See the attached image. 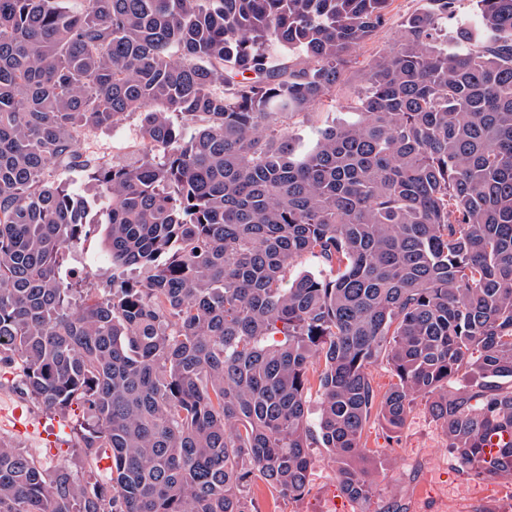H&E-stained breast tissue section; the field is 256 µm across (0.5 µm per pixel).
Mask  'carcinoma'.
I'll return each mask as SVG.
<instances>
[{
	"instance_id": "obj_1",
	"label": "carcinoma",
	"mask_w": 512,
	"mask_h": 512,
	"mask_svg": "<svg viewBox=\"0 0 512 512\" xmlns=\"http://www.w3.org/2000/svg\"><path fill=\"white\" fill-rule=\"evenodd\" d=\"M65 2L0 0V363L84 409L85 476L0 437V512H251L314 448L364 501L365 424L418 397L463 473L512 472V0H423L308 141L393 0ZM129 115L138 163L80 151ZM57 172L112 200L101 291L60 276L99 220Z\"/></svg>"
}]
</instances>
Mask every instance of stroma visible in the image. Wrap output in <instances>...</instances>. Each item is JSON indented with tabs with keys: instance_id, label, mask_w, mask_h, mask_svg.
I'll use <instances>...</instances> for the list:
<instances>
[{
	"instance_id": "35a3bbf8",
	"label": "stroma",
	"mask_w": 512,
	"mask_h": 512,
	"mask_svg": "<svg viewBox=\"0 0 512 512\" xmlns=\"http://www.w3.org/2000/svg\"><path fill=\"white\" fill-rule=\"evenodd\" d=\"M421 5L420 0H394L385 25L358 48L352 68L356 76L336 90V118H346V107L363 85L361 71L365 60L382 53L398 38L403 20ZM139 138L136 116L123 117L115 126L91 133L82 142L83 152L123 163L135 162L139 154L130 149V142ZM62 271L84 277L89 288H105L112 269L104 257V234L96 232L64 255ZM10 368L0 365V436L14 445L30 451L49 466L66 465L79 470L80 463L70 451V437L63 434L55 443H48L56 417L49 411L22 401L11 390ZM22 406L30 425L29 430L14 429L10 409ZM362 441L379 463L373 492L368 501H356L340 488L336 464L328 449H315L317 464L312 472L310 490L299 499L272 493L264 482H257L251 492L259 512H387L390 505H403L405 512H438L442 497L466 486L472 491L464 504L465 512H512V476L495 481L472 480L460 470L456 459L446 467L434 470L429 458L444 454L448 445L443 428L429 415L424 400H415L398 437H391L378 417L366 423Z\"/></svg>"
}]
</instances>
